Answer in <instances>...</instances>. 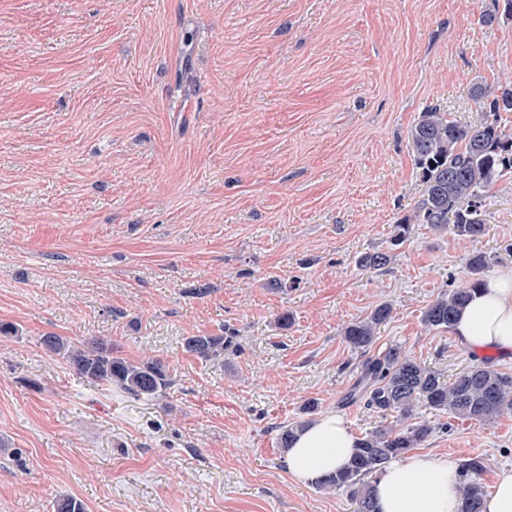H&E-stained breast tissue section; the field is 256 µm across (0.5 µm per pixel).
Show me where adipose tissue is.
<instances>
[{
    "label": "adipose tissue",
    "instance_id": "obj_1",
    "mask_svg": "<svg viewBox=\"0 0 512 512\" xmlns=\"http://www.w3.org/2000/svg\"><path fill=\"white\" fill-rule=\"evenodd\" d=\"M472 352L512 357V272L490 277L454 326ZM357 439L339 415L325 413L299 431L286 453L288 470L312 482L343 467ZM459 463L415 453L391 462L373 485L379 512H458Z\"/></svg>",
    "mask_w": 512,
    "mask_h": 512
}]
</instances>
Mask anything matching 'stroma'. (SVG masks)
Returning a JSON list of instances; mask_svg holds the SVG:
<instances>
[{"mask_svg": "<svg viewBox=\"0 0 512 512\" xmlns=\"http://www.w3.org/2000/svg\"><path fill=\"white\" fill-rule=\"evenodd\" d=\"M493 0H0V512H351L296 482L277 446L307 403L342 404L364 356L342 338L392 308L374 345L451 377L476 362L424 309L512 271V179L470 241L415 225L380 271L420 180L407 132L426 108L482 115L469 92L512 78ZM390 248V247H389ZM288 326H280L281 315ZM160 359L136 399L81 377L47 335ZM223 335L224 354L186 353ZM422 450L512 467V413L445 414ZM225 342L224 336H189L184 340V349L199 359L209 361L224 354Z\"/></svg>", "mask_w": 512, "mask_h": 512, "instance_id": "stroma-1", "label": "stroma"}]
</instances>
